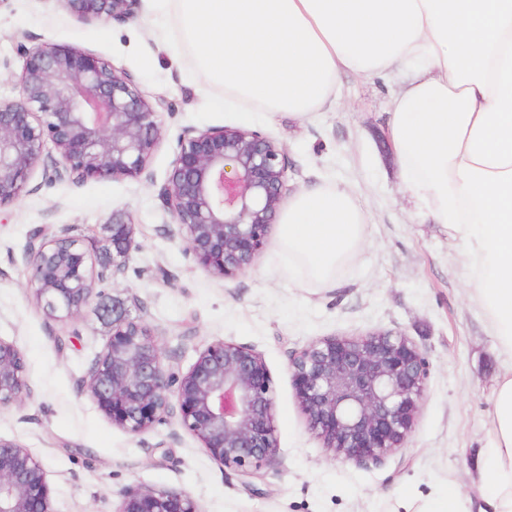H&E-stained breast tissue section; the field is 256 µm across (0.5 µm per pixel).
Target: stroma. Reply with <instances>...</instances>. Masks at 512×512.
I'll list each match as a JSON object with an SVG mask.
<instances>
[{
  "instance_id": "obj_1",
  "label": "stroma",
  "mask_w": 512,
  "mask_h": 512,
  "mask_svg": "<svg viewBox=\"0 0 512 512\" xmlns=\"http://www.w3.org/2000/svg\"><path fill=\"white\" fill-rule=\"evenodd\" d=\"M67 43L125 69L143 95L164 100L162 141L139 179H45L35 169L19 200L0 210V339L24 358L28 393L0 409V439L45 464L52 512H117L128 487L188 493L201 512H418L456 485L471 512L481 503L480 451L487 445L489 395L505 359L470 305L460 256L443 227L404 191L388 135L397 76H343L336 103L313 118L253 112L203 84L174 15L142 11L124 23L85 24L63 0H0V101L18 100L22 60L15 38ZM257 130L287 163L285 198L334 182L354 189L367 216L366 242L332 288H303L288 274L270 227L252 266L233 278L196 269L158 189L184 131L215 126ZM115 223L134 227L139 244L120 272L101 245ZM73 229L105 274L74 319L48 318L30 284L28 243ZM138 307L173 375L217 340L260 352L274 385L278 451L252 484L209 457L170 416L134 437L112 424L80 387L105 348V307ZM379 330L412 339L428 361L425 396L405 448L380 463L333 459L307 427L288 371L292 354L327 336Z\"/></svg>"
}]
</instances>
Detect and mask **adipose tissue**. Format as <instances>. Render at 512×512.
<instances>
[{
	"label": "adipose tissue",
	"mask_w": 512,
	"mask_h": 512,
	"mask_svg": "<svg viewBox=\"0 0 512 512\" xmlns=\"http://www.w3.org/2000/svg\"><path fill=\"white\" fill-rule=\"evenodd\" d=\"M203 77L248 109L299 116L341 78L401 72L389 135L404 189L448 232L509 364L490 394L481 512H512V0H169ZM277 222L290 272L333 285L366 216L333 182Z\"/></svg>",
	"instance_id": "1"
}]
</instances>
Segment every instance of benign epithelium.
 Masks as SVG:
<instances>
[{
  "label": "benign epithelium",
  "mask_w": 512,
  "mask_h": 512,
  "mask_svg": "<svg viewBox=\"0 0 512 512\" xmlns=\"http://www.w3.org/2000/svg\"><path fill=\"white\" fill-rule=\"evenodd\" d=\"M63 2L82 23H124L142 6V0ZM16 41L22 97L0 102V208L20 198L39 165L50 180L140 178L161 142L164 101L148 100L129 73L78 47ZM48 145L55 154L44 155ZM285 181L284 152L275 141L243 127H210L178 138L158 196L196 268L231 278L264 248ZM137 248L133 225H112L116 256L126 258ZM28 251L37 304L53 319L75 318L103 279L80 239L68 229L52 237L35 233ZM289 372L308 428L324 447L337 459L379 462L411 436L428 367L406 335L374 331L316 339L290 359ZM81 385L103 416L132 436L178 408L182 427L207 454L245 478L278 448L265 359L232 341L200 350L174 381L143 318L114 307L106 346ZM25 391L23 356L0 339V408L17 403ZM50 497L43 462L22 445L0 440V512H50ZM117 512L200 510L184 492L130 488Z\"/></svg>",
  "instance_id": "1"
}]
</instances>
